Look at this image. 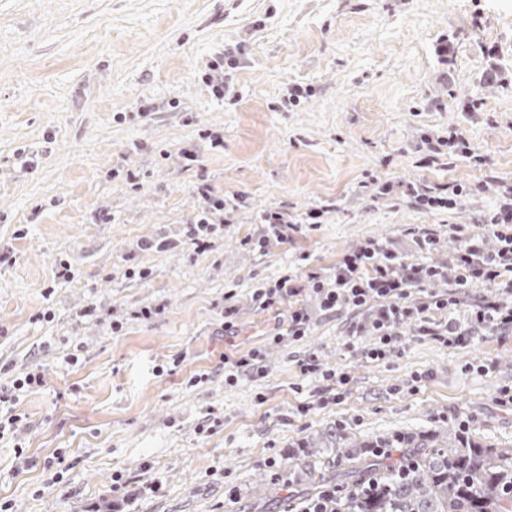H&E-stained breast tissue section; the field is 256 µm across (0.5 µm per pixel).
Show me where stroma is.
I'll return each mask as SVG.
<instances>
[{
	"mask_svg": "<svg viewBox=\"0 0 512 512\" xmlns=\"http://www.w3.org/2000/svg\"><path fill=\"white\" fill-rule=\"evenodd\" d=\"M452 131L482 162L425 163ZM510 180L512 0H0V387L43 379L11 403L0 505L106 512L118 476L124 512H284L289 464L326 476L378 436L448 444L465 423L511 448L512 333L446 348L414 319L375 360V302L327 313L316 294L377 240L442 268L413 302L447 296ZM415 181L451 208L373 193ZM287 278L300 294L263 307ZM299 308L305 336L275 342Z\"/></svg>",
	"mask_w": 512,
	"mask_h": 512,
	"instance_id": "35a3bbf8",
	"label": "stroma"
}]
</instances>
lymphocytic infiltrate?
Returning a JSON list of instances; mask_svg holds the SVG:
<instances>
[{
  "mask_svg": "<svg viewBox=\"0 0 512 512\" xmlns=\"http://www.w3.org/2000/svg\"><path fill=\"white\" fill-rule=\"evenodd\" d=\"M504 202L492 210L485 219L492 235L498 241L495 251L485 250L483 239L469 236L461 241L454 254L456 277L454 285L460 292H468L487 281L502 285L505 298H482L471 304L465 318H449L442 327L425 328L444 346L466 342L475 330L491 333L512 332V184L504 190ZM440 275L437 268L422 264L411 267L397 265L394 254L379 242L369 243L358 251L346 255L337 265L335 285L322 289L321 305L333 312L348 306L359 307L368 301L381 302L382 308L373 327L380 345L370 352L371 358L385 356L386 345L395 337L391 325L407 321L414 313L425 314L429 310H447L452 298H434L429 303L416 306L409 302L410 288L435 281Z\"/></svg>",
  "mask_w": 512,
  "mask_h": 512,
  "instance_id": "obj_1",
  "label": "lymphocytic infiltrate"
}]
</instances>
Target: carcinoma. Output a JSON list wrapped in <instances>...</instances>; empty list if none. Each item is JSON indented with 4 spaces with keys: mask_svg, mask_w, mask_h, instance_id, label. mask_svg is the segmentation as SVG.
I'll use <instances>...</instances> for the list:
<instances>
[{
    "mask_svg": "<svg viewBox=\"0 0 512 512\" xmlns=\"http://www.w3.org/2000/svg\"><path fill=\"white\" fill-rule=\"evenodd\" d=\"M456 440L458 448L393 435L348 448L349 468L313 480L291 495L290 507L303 512L330 490L328 512H512V448L484 447L462 433Z\"/></svg>",
    "mask_w": 512,
    "mask_h": 512,
    "instance_id": "cac0c4a2",
    "label": "carcinoma"
}]
</instances>
